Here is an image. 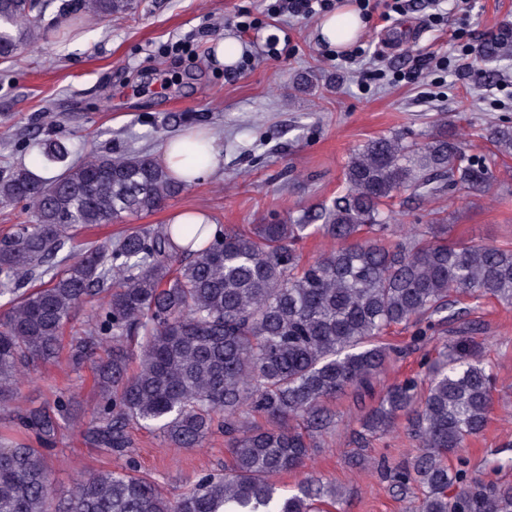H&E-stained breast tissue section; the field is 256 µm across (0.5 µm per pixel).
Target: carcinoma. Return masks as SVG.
<instances>
[{
  "label": "carcinoma",
  "instance_id": "carcinoma-1",
  "mask_svg": "<svg viewBox=\"0 0 512 512\" xmlns=\"http://www.w3.org/2000/svg\"><path fill=\"white\" fill-rule=\"evenodd\" d=\"M49 0H0V59L43 40ZM132 0H60L53 23L79 12L124 14ZM493 156L512 155V126H490ZM63 140L40 146L42 177L26 167L0 176V204L33 214L0 239V410L13 412L19 378L55 361L74 312V364H94L97 399L87 439L110 456L130 447L128 427H151L174 448L204 445L224 429L231 462L175 497L133 473L95 470L56 497L45 449L76 416L79 402L27 407L16 423L35 443L0 436V512H329L344 491L307 473L287 492L275 477L301 472L313 434L332 427L328 400L369 388L391 356L390 328L452 319L460 299L512 306V248L450 243L448 225L417 226L395 243L384 208L401 191L431 197L458 186L484 192L492 160L465 154L448 125L423 142L394 134L350 158L345 188L296 220L219 228L138 226L59 255L78 231L162 208L189 186L149 154L95 153L70 162ZM312 234L336 248L301 265ZM446 343L416 379L387 386L365 410L359 438L407 420L416 455L390 472L401 492L422 491L418 512H512V484L470 468L469 444L486 428L494 364ZM259 412L272 426L253 429Z\"/></svg>",
  "mask_w": 512,
  "mask_h": 512
}]
</instances>
